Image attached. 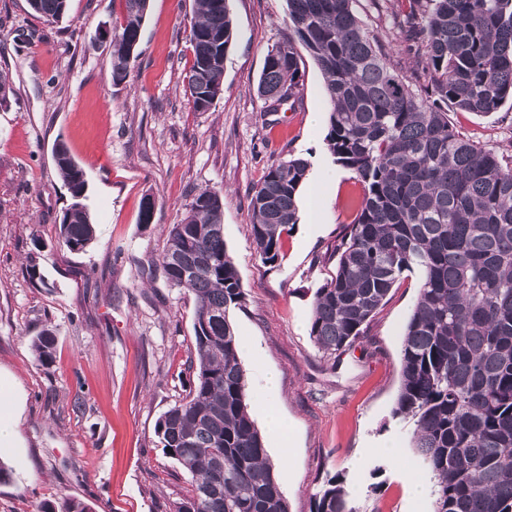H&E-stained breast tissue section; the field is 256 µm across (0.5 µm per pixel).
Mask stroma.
<instances>
[{"instance_id":"1","label":"stroma","mask_w":512,"mask_h":512,"mask_svg":"<svg viewBox=\"0 0 512 512\" xmlns=\"http://www.w3.org/2000/svg\"><path fill=\"white\" fill-rule=\"evenodd\" d=\"M229 6L235 39L224 90L197 112L186 79L194 0H150L122 83L112 79L104 37L122 18L121 0H71L56 23L26 0H0V70L14 89L0 106V373L14 385L21 436L0 452L12 472L0 484V512H38L65 497L93 512H173L190 497L189 474L164 454L155 428L190 390L195 303L141 270L200 188L224 194V242L246 294L232 313L246 385L255 388L266 369L279 375L289 447L280 449L264 421L256 426L289 512H311L335 475L358 512H433L431 494H410L411 481L428 478L411 446L413 423L393 413L419 280L400 279L364 335L336 357L314 346V294L336 271L332 249L362 188L326 149L327 93L309 55L299 63V108L265 112L257 93L268 51L288 33L287 0ZM448 118L470 140L512 153L511 102ZM59 142L87 180L96 238L83 252L58 240L73 201L53 158ZM290 156L309 168L299 222L272 267L253 244L248 195L274 160ZM147 197L155 207L145 224ZM47 328L56 349L44 368L32 340ZM383 442L401 459L384 455Z\"/></svg>"}]
</instances>
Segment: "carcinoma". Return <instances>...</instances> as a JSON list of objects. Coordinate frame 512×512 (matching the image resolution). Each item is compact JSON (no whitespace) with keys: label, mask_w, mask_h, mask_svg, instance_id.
Instances as JSON below:
<instances>
[{"label":"carcinoma","mask_w":512,"mask_h":512,"mask_svg":"<svg viewBox=\"0 0 512 512\" xmlns=\"http://www.w3.org/2000/svg\"><path fill=\"white\" fill-rule=\"evenodd\" d=\"M415 57L402 72L385 43L355 14L353 0H288V37L268 51L258 85L265 111L298 100L301 45L322 73L330 112L325 142L363 186L354 217L336 240V272L317 289L310 337L325 357L364 333L407 272L421 281L401 348L395 414L413 420L412 447L433 480V512H512V154L460 135L448 109L489 114L512 100V0H374ZM57 22L69 0H27ZM149 0H123L112 28V79L129 78ZM229 0H196L188 90L206 112L223 91L234 39ZM54 161L74 202L58 237L84 251L96 237L80 202L83 170L63 143ZM309 164L272 163L249 195L251 236L266 264L298 223ZM192 264L183 277L175 260ZM172 288L195 302L193 373L185 400L159 419L164 453L190 475L193 494L175 512H289L247 402L240 340L230 312L245 303L224 242V195L203 188L171 224L157 263ZM55 336L32 343L43 367ZM91 512L76 498L61 510ZM311 512H358L338 476L314 495Z\"/></svg>","instance_id":"carcinoma-1"}]
</instances>
